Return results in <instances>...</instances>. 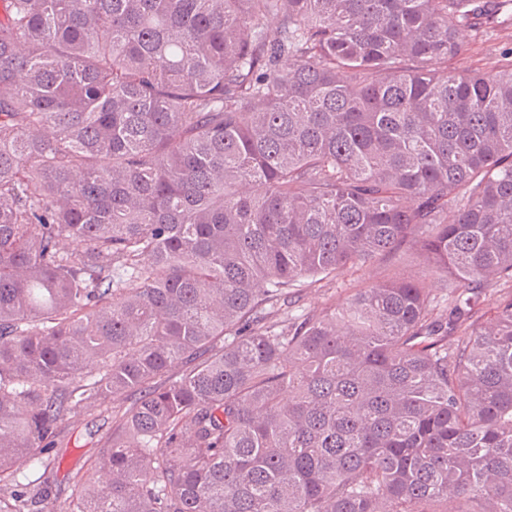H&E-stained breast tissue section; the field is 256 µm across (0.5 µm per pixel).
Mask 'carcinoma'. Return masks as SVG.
Instances as JSON below:
<instances>
[{
	"mask_svg": "<svg viewBox=\"0 0 512 512\" xmlns=\"http://www.w3.org/2000/svg\"><path fill=\"white\" fill-rule=\"evenodd\" d=\"M511 4L0 0V512L104 404L65 512H512ZM460 38L468 43L465 55L448 59V63L436 65L437 69L448 72L481 70L491 72L503 63L504 55L512 50V9L500 15L499 24L480 34L468 29L460 30ZM421 270L418 250L412 248L404 253H398L378 262L374 271V278L383 279L395 272L418 276ZM357 275L338 276L336 279L323 278L320 281L312 282L311 279L305 280L302 288L305 289L300 305L303 308L320 307L327 302L336 299V304L341 303L350 294L349 288H358L362 285L357 283ZM355 281V282H354Z\"/></svg>",
	"mask_w": 512,
	"mask_h": 512,
	"instance_id": "cac0c4a2",
	"label": "carcinoma"
}]
</instances>
